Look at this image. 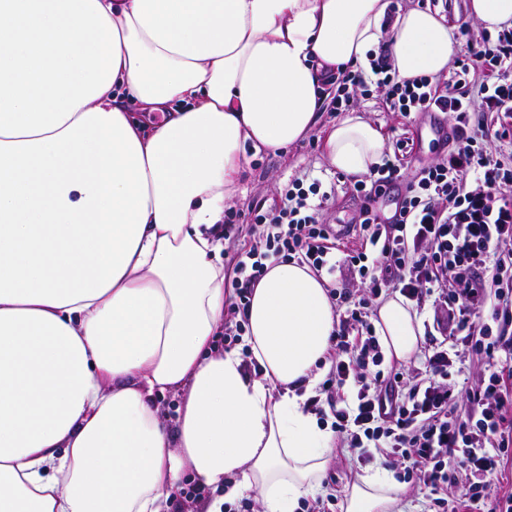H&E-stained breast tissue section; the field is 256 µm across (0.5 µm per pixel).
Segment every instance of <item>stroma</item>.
Segmentation results:
<instances>
[{
	"mask_svg": "<svg viewBox=\"0 0 512 512\" xmlns=\"http://www.w3.org/2000/svg\"><path fill=\"white\" fill-rule=\"evenodd\" d=\"M345 110L363 113L381 126L386 153L397 155L401 164L396 193H404L421 167L434 164L452 148L441 134L450 125L447 113L388 111L383 92L374 84L352 91ZM340 113L335 95L326 96L317 129L277 153L264 152L251 159L242 178V192L228 206V213L266 212L280 207L287 191H300L308 194L311 203H322L321 221L344 230L343 246L358 250L360 239L354 226L359 222L361 199L354 190L355 179L331 168L324 157L323 129L334 123ZM324 192L329 199L323 203L319 196ZM369 468H383L395 474L403 471L404 466L378 452L364 462L351 449L334 446L319 498L332 501L333 512H342L338 500L345 487Z\"/></svg>",
	"mask_w": 512,
	"mask_h": 512,
	"instance_id": "stroma-1",
	"label": "stroma"
}]
</instances>
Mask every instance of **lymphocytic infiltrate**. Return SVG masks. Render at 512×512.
I'll return each mask as SVG.
<instances>
[{"instance_id":"obj_1","label":"lymphocytic infiltrate","mask_w":512,"mask_h":512,"mask_svg":"<svg viewBox=\"0 0 512 512\" xmlns=\"http://www.w3.org/2000/svg\"><path fill=\"white\" fill-rule=\"evenodd\" d=\"M377 88L391 109L448 114L456 145L422 168L394 214L368 202L400 177L390 155L372 165L355 190L364 197L359 233L364 249L342 254L335 229L319 220V206L302 193H286L275 211L240 217L225 238L263 224V240L228 267L232 312L246 308L266 262L296 260L328 275L359 278L372 296L398 288L408 300L432 297L435 308L425 356L427 378L397 368L382 370L380 344L370 322L340 320L331 369L320 387L333 414L337 439L360 460L391 450L408 461V474L438 490L464 479L471 512H482L481 491L512 462V167L501 165L483 143L507 138L484 114L512 112V28L497 40L467 46L449 78L397 81L386 54L370 59ZM466 336L482 355L484 373L465 397L448 378L449 342Z\"/></svg>"}]
</instances>
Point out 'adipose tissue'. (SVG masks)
Returning a JSON list of instances; mask_svg holds the SVG:
<instances>
[{"mask_svg": "<svg viewBox=\"0 0 512 512\" xmlns=\"http://www.w3.org/2000/svg\"><path fill=\"white\" fill-rule=\"evenodd\" d=\"M390 5L0 0V512H168L187 472L211 490L200 512L247 491L294 512L320 489L333 437L305 402L336 328L326 279L269 268L245 312L249 377L216 345L218 232L247 150L303 140L338 67L383 42L399 79L446 72L445 15ZM385 142L353 112L324 136L353 176ZM375 326L388 355L417 352L400 294ZM400 494L368 470L344 512H398Z\"/></svg>", "mask_w": 512, "mask_h": 512, "instance_id": "ef3b65f1", "label": "adipose tissue"}]
</instances>
